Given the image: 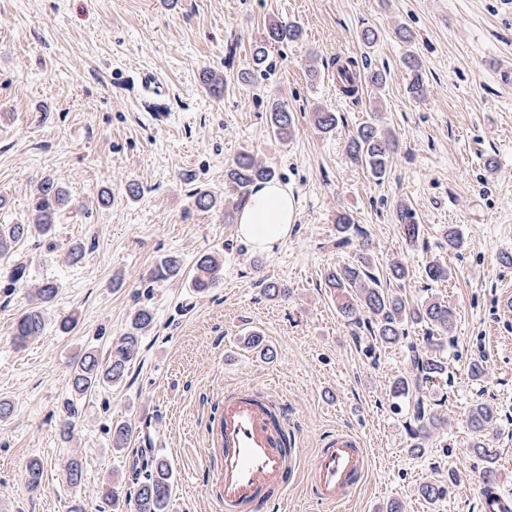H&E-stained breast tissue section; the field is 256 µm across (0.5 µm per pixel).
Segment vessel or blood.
<instances>
[{"label":"vessel or blood","instance_id":"1","mask_svg":"<svg viewBox=\"0 0 512 512\" xmlns=\"http://www.w3.org/2000/svg\"><path fill=\"white\" fill-rule=\"evenodd\" d=\"M207 432L224 512H280L300 481L310 500L334 512L362 489L373 466L361 436L346 428L324 433L313 460H305L286 405L250 386L225 390Z\"/></svg>","mask_w":512,"mask_h":512}]
</instances>
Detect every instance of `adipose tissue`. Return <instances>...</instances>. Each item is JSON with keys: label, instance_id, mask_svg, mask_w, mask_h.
Segmentation results:
<instances>
[{"label": "adipose tissue", "instance_id": "adipose-tissue-1", "mask_svg": "<svg viewBox=\"0 0 512 512\" xmlns=\"http://www.w3.org/2000/svg\"><path fill=\"white\" fill-rule=\"evenodd\" d=\"M296 216L294 195L279 182H266L254 187L238 212V235L253 249L268 251L287 239Z\"/></svg>", "mask_w": 512, "mask_h": 512}]
</instances>
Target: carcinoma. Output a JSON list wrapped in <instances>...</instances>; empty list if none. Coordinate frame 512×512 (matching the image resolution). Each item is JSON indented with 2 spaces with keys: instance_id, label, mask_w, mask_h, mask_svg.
I'll return each mask as SVG.
<instances>
[{
  "instance_id": "cac0c4a2",
  "label": "carcinoma",
  "mask_w": 512,
  "mask_h": 512,
  "mask_svg": "<svg viewBox=\"0 0 512 512\" xmlns=\"http://www.w3.org/2000/svg\"><path fill=\"white\" fill-rule=\"evenodd\" d=\"M302 37L301 27L294 22H276L268 30V38L277 43L295 42ZM411 73L409 92L420 95L425 91L422 63L414 55L406 58ZM340 89L349 96L359 93V83L367 81L377 88L386 83L387 72L373 69L362 75L353 68V62L337 66ZM315 126L322 133L333 131L338 124L334 112L319 110L314 113ZM269 124L274 135L283 139L291 135L293 115L280 100L272 101L269 109ZM397 142L378 120L360 126L348 143L350 162L364 167L370 174L381 179L391 166ZM276 171L257 161L253 153L240 152L224 174L228 203L224 205V222L231 224L238 208L245 204L251 188L258 182L275 179ZM70 203L68 191L50 178L43 180L34 197L29 222L26 224L0 225V259L9 260L18 248L26 244L34 235L50 237L55 230L56 218L61 209ZM399 230L406 245L419 244L421 224L414 211L399 206ZM357 229L353 219L346 213L336 218V246L343 247L351 242L350 231ZM371 245L361 238L355 261L326 271V287L335 298L336 309L343 321L351 328L354 337L368 333L364 337L370 350L386 347H399L407 364L405 374L394 379L390 394L395 413L405 417L406 427L414 443L409 452L421 456L425 452V442L435 437L439 447L448 449V418L439 415L434 408V399L428 394V384L445 374L447 363L439 336L452 333L454 311L448 302L428 299L419 304H411L398 294L381 287L379 278L371 271ZM223 263L214 253L201 255L190 274L191 288L204 294L214 287L220 278ZM183 274V264L176 254L165 256L150 272L154 281L177 280ZM263 294L275 301L285 302L290 297V289L285 283L272 277L262 279ZM58 291L53 281H43L31 290V306L21 315L14 326V338L24 346L30 340L42 335L46 318L44 307L52 302ZM153 309L143 305L134 311L127 331L111 342L104 353L95 350L83 352L69 367L68 385L72 396L78 398L103 386L122 383L129 370L136 363L144 336L154 328ZM412 326L426 328L423 336H410ZM495 409L485 403L471 405L466 423L476 439L473 450L484 462L483 482L491 487L497 482L495 468L498 449L490 446L488 436L496 424ZM112 447L117 452L124 451L135 436L136 427L127 421L112 425ZM43 466L33 460L26 469V483L30 490L42 488ZM173 474L165 460L152 456L131 469L132 486L107 482L102 485L100 498L114 512H168L171 498ZM457 485V476L448 479L431 478L419 487V495L430 505L447 498Z\"/></svg>"
}]
</instances>
